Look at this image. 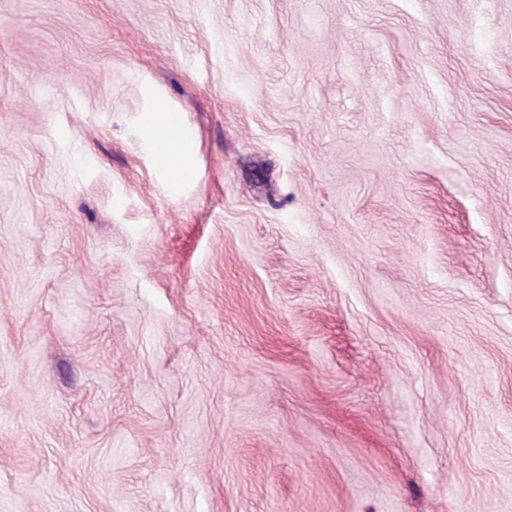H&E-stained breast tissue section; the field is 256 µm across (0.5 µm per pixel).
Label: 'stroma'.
I'll return each instance as SVG.
<instances>
[{"label": "stroma", "mask_w": 512, "mask_h": 512, "mask_svg": "<svg viewBox=\"0 0 512 512\" xmlns=\"http://www.w3.org/2000/svg\"><path fill=\"white\" fill-rule=\"evenodd\" d=\"M0 512H512V0H0ZM143 138L152 146L156 162L167 170L169 158L176 164L177 175L184 176L191 171V160L184 147V139L179 134L170 136L169 156L167 154V134L162 131L142 129Z\"/></svg>", "instance_id": "stroma-1"}]
</instances>
